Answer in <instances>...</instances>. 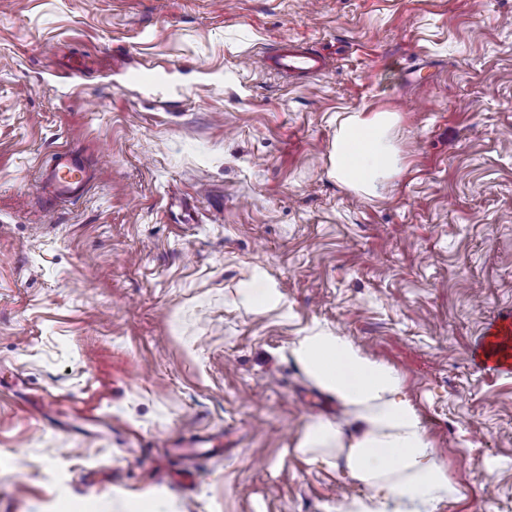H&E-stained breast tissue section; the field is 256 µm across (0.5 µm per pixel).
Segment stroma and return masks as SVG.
Here are the masks:
<instances>
[{
	"label": "stroma",
	"mask_w": 512,
	"mask_h": 512,
	"mask_svg": "<svg viewBox=\"0 0 512 512\" xmlns=\"http://www.w3.org/2000/svg\"><path fill=\"white\" fill-rule=\"evenodd\" d=\"M315 43L301 85L257 58ZM426 59L434 78L407 82ZM173 69L159 91L127 84ZM393 115L372 193L331 176L341 121ZM68 146L80 199H37ZM190 212L193 221L175 216ZM275 282L285 313L247 312ZM512 317V0H0V512H336L341 417L288 348L320 325L395 367L459 488L512 512V372L474 356ZM237 448L192 482L169 446ZM172 73L173 69L165 70L162 72L153 66L143 65L141 67L127 71L125 74V79L130 84L140 86H153L166 82Z\"/></svg>",
	"instance_id": "stroma-1"
}]
</instances>
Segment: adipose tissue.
<instances>
[{
	"label": "adipose tissue",
	"mask_w": 512,
	"mask_h": 512,
	"mask_svg": "<svg viewBox=\"0 0 512 512\" xmlns=\"http://www.w3.org/2000/svg\"><path fill=\"white\" fill-rule=\"evenodd\" d=\"M388 113L351 115L336 134L332 168L344 185L369 192L396 170L387 139ZM289 354L306 378L347 409L357 425L324 417L311 419L296 444L297 453L315 455L333 448L344 455L350 476L367 494L342 512H386L388 503L420 512L431 503L455 501L459 490L437 461L421 419L402 394V378L390 366L355 348L345 337L312 326L295 336Z\"/></svg>",
	"instance_id": "ef3b65f1"
}]
</instances>
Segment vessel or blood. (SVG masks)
<instances>
[{"label": "vessel or blood", "mask_w": 512, "mask_h": 512, "mask_svg": "<svg viewBox=\"0 0 512 512\" xmlns=\"http://www.w3.org/2000/svg\"><path fill=\"white\" fill-rule=\"evenodd\" d=\"M263 71L291 81H303L327 73L330 59L315 45L286 39L264 52L259 59ZM168 72L150 65L127 71L128 83L153 86L166 82ZM94 179L90 167L68 147L55 150L40 166L39 193L50 202H68L80 198ZM224 451L223 440L207 431H199L172 448L173 456L183 460L205 459Z\"/></svg>", "instance_id": "obj_1"}]
</instances>
